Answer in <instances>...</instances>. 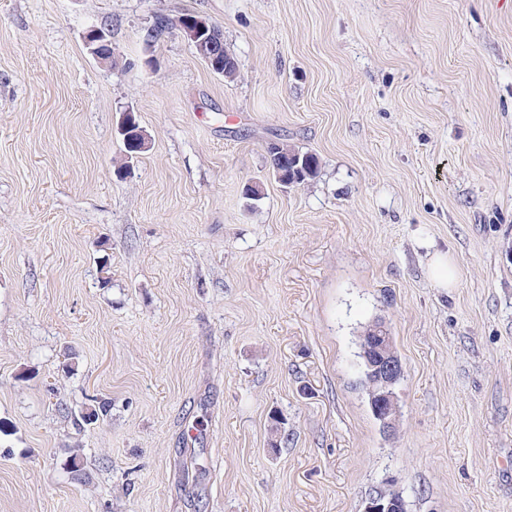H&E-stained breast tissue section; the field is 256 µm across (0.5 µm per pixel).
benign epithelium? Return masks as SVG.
<instances>
[{
    "mask_svg": "<svg viewBox=\"0 0 512 512\" xmlns=\"http://www.w3.org/2000/svg\"><path fill=\"white\" fill-rule=\"evenodd\" d=\"M180 28L197 54L213 70L220 71L215 26L202 16L190 14L184 17ZM84 42L100 64L112 66L115 57L112 41L105 27H90L84 34ZM365 353L377 385L372 397V411L383 428L390 430L398 417L399 405L396 395L389 390V385L402 376L403 366L393 353L391 336L384 324L375 326L371 335L365 337ZM363 512H405V501L381 491L365 502Z\"/></svg>",
    "mask_w": 512,
    "mask_h": 512,
    "instance_id": "obj_1",
    "label": "benign epithelium"
}]
</instances>
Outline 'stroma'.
Returning a JSON list of instances; mask_svg holds the SVG:
<instances>
[{
    "label": "stroma",
    "instance_id": "1",
    "mask_svg": "<svg viewBox=\"0 0 512 512\" xmlns=\"http://www.w3.org/2000/svg\"><path fill=\"white\" fill-rule=\"evenodd\" d=\"M390 480L512 512V0H0V512H362ZM183 17L179 20V22ZM180 28L187 39L193 44L197 54L216 72H220V61L225 57L224 78L232 80L237 73V62L224 49V39L216 46L215 26L206 18L199 15H184ZM217 48V51H216ZM219 52V59H218ZM84 42L94 58L105 66L112 67L116 61L112 52V41L104 26H92L84 34ZM267 152L272 168L275 165L279 167L280 173L277 174V179L281 174L283 180L288 179V182L301 184L318 173L319 161L313 154L302 153L286 144L279 143L270 144ZM282 161L285 162V165H282ZM292 183H286V185H292ZM430 278L439 288H448L452 285L455 274L444 253H435L429 269ZM373 324L367 326L361 336H365L366 358L370 361L369 365L373 369L374 383L377 389L374 391L371 375L362 355V340L360 336V376L356 385L364 393L368 404L372 397V411L381 421L384 429L389 431L395 425L399 413L398 399L396 395L388 389L389 385L397 380L402 374L403 366L393 353L391 336L383 323H378L371 332Z\"/></svg>",
    "mask_w": 512,
    "mask_h": 512
}]
</instances>
